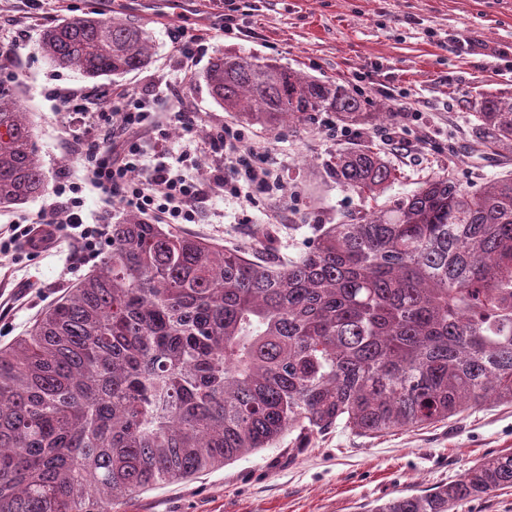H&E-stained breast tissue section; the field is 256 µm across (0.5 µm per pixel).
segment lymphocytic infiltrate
<instances>
[{
	"label": "lymphocytic infiltrate",
	"mask_w": 512,
	"mask_h": 512,
	"mask_svg": "<svg viewBox=\"0 0 512 512\" xmlns=\"http://www.w3.org/2000/svg\"><path fill=\"white\" fill-rule=\"evenodd\" d=\"M211 29L177 27L172 32L178 47L177 70L179 86L169 89L173 106L169 117L157 116L149 95L134 91L113 93L106 109L94 113L93 125L112 124L128 131L129 136L119 149L98 143L78 148L83 166L91 175V185L100 197L111 203L113 210H132L160 220L164 224H197L202 219V204L206 197L200 180L186 167L189 150H182L181 166L167 162L165 149L146 156L134 133L144 130L154 134L157 142H165L166 120L189 125L190 118L179 98L181 84L190 81L204 51L208 49ZM245 132L228 123L213 125L209 136L212 152L231 155L230 173H217L213 183L219 193L236 198L249 187L262 194L273 193L278 180L267 165L264 148L245 143ZM82 183L66 179L54 187V195L63 207L65 222L79 232L82 257L96 255L107 237V220L86 224L83 217L85 198Z\"/></svg>",
	"instance_id": "f902f5d3"
}]
</instances>
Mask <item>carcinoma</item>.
Masks as SVG:
<instances>
[{
	"instance_id": "1",
	"label": "carcinoma",
	"mask_w": 512,
	"mask_h": 512,
	"mask_svg": "<svg viewBox=\"0 0 512 512\" xmlns=\"http://www.w3.org/2000/svg\"><path fill=\"white\" fill-rule=\"evenodd\" d=\"M39 51L85 78L152 56L149 32L91 14L43 31ZM211 98L238 123L303 131L321 112L365 130L393 112L346 83L272 60L215 57ZM479 144L512 150V95L472 102ZM328 170L366 197L394 174L370 145ZM18 82L0 78V210L45 191ZM512 404V172L472 190L453 172L319 228L283 265L128 213L96 268L0 347V512H117L186 480L344 425L362 436ZM512 487V451L367 512H450Z\"/></svg>"
}]
</instances>
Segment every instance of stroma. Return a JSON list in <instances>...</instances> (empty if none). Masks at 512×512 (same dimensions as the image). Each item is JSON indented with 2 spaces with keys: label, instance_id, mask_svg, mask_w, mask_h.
Instances as JSON below:
<instances>
[{
  "label": "stroma",
  "instance_id": "obj_1",
  "mask_svg": "<svg viewBox=\"0 0 512 512\" xmlns=\"http://www.w3.org/2000/svg\"><path fill=\"white\" fill-rule=\"evenodd\" d=\"M223 12L224 0H0V30L7 34L0 76L21 85V104L33 114L48 184L85 175L72 150L68 114L51 89H69L84 106L97 91L152 93L158 108H165L166 87L178 79L171 31L211 22ZM88 13L143 25L153 41L151 64L95 83L54 68L37 50L42 30ZM241 19L251 36L216 35L207 58L224 53L273 58L319 80L365 87L382 114L393 107L391 92L400 90L414 109L394 120L382 117L365 133L342 126L328 112L299 133L248 128V136L267 151L278 191L253 202L209 195L202 222L179 225V232L262 253L271 263L298 256L318 225L338 223L361 207L359 196L337 185L327 166L337 150L364 138L396 174L377 197L380 205L451 167L474 188L512 171V154L478 149L472 109L478 95L512 93V0H255ZM183 102L194 129L188 133L180 124L169 125L166 146L179 155L187 136H194L202 149L191 160L207 179L221 162L205 146L209 131L230 116L198 77L184 88ZM80 247L64 231L41 253L0 250V346L23 335L43 308L87 273V266L73 260ZM505 449L512 450V405L493 402L444 424L378 437L340 425L303 442L284 435L273 447L222 468L128 498L119 510L367 512L389 498L457 479Z\"/></svg>",
  "mask_w": 512,
  "mask_h": 512
}]
</instances>
